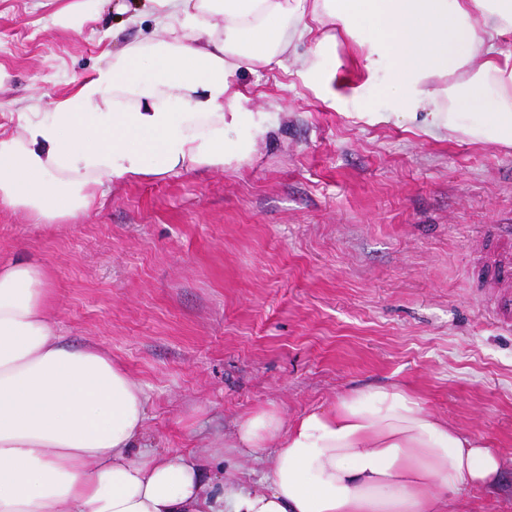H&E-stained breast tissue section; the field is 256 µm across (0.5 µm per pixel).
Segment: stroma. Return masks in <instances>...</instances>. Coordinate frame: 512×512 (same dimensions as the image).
<instances>
[{"label":"stroma","instance_id":"35a3bbf8","mask_svg":"<svg viewBox=\"0 0 512 512\" xmlns=\"http://www.w3.org/2000/svg\"><path fill=\"white\" fill-rule=\"evenodd\" d=\"M69 2L0 0L1 138L111 49V0H86L99 17L79 31L50 22ZM293 52L340 93L294 70L239 72L269 129L249 160L112 186L61 224L0 209V255L39 256L67 339L107 349L142 385L157 448L255 487L261 452L224 446L254 408L291 419L402 385L497 448L499 486L469 490V512H512V329L473 264L487 226L512 219V147L391 115L387 70L367 76L349 42Z\"/></svg>","mask_w":512,"mask_h":512}]
</instances>
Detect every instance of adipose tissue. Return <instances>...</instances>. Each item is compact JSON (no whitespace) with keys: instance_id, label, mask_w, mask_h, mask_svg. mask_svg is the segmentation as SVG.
Returning a JSON list of instances; mask_svg holds the SVG:
<instances>
[{"instance_id":"obj_1","label":"adipose tissue","mask_w":512,"mask_h":512,"mask_svg":"<svg viewBox=\"0 0 512 512\" xmlns=\"http://www.w3.org/2000/svg\"><path fill=\"white\" fill-rule=\"evenodd\" d=\"M162 39L125 42L46 112L0 138V208L46 224L101 204L114 182L157 181L249 156L267 134L233 82L294 66L332 73L294 44L337 35L374 74L390 61L395 114L429 135L512 146V0H122ZM367 17L370 30L359 29ZM245 130L235 152L228 131ZM140 383L102 347L68 343L41 259L0 257V512H446L494 489L501 460L398 386L353 390L286 420L260 406L232 448H269L261 487L211 477L193 455L149 447Z\"/></svg>"}]
</instances>
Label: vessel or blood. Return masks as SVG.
Wrapping results in <instances>:
<instances>
[{
	"label": "vessel or blood",
	"mask_w": 512,
	"mask_h": 512,
	"mask_svg": "<svg viewBox=\"0 0 512 512\" xmlns=\"http://www.w3.org/2000/svg\"><path fill=\"white\" fill-rule=\"evenodd\" d=\"M491 254L484 264L483 284L494 294V304L505 324L512 323V225H492L487 235Z\"/></svg>",
	"instance_id": "1"
}]
</instances>
